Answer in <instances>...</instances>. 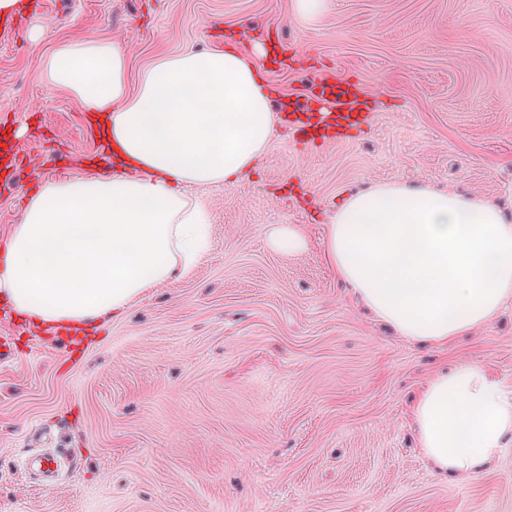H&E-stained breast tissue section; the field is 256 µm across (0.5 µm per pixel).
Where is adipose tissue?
<instances>
[{"mask_svg":"<svg viewBox=\"0 0 512 512\" xmlns=\"http://www.w3.org/2000/svg\"><path fill=\"white\" fill-rule=\"evenodd\" d=\"M258 45L189 49L128 81L111 40L71 39L41 77L92 113L113 172L47 179L28 191L0 248V304L27 324L94 329L145 291L192 273L209 247L197 186L245 175L275 133ZM337 277L398 335L438 345L512 301V224L489 201L379 183L352 194L325 227ZM417 444L449 476L476 474L512 437V393L485 370L434 376L409 411Z\"/></svg>","mask_w":512,"mask_h":512,"instance_id":"ef3b65f1","label":"adipose tissue"}]
</instances>
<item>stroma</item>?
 I'll return each instance as SVG.
<instances>
[{
  "instance_id": "1",
  "label": "stroma",
  "mask_w": 512,
  "mask_h": 512,
  "mask_svg": "<svg viewBox=\"0 0 512 512\" xmlns=\"http://www.w3.org/2000/svg\"><path fill=\"white\" fill-rule=\"evenodd\" d=\"M0 22V239L21 195L64 152L98 155L68 92L47 87L59 43L114 40L131 74L188 48L279 34L299 69L264 80L302 94L304 68L359 82L371 123L315 147L285 126L238 182L200 190L211 248L69 356L53 333L0 313V512H512V444L468 479L415 446L410 398L458 364L512 390V304L437 347L378 323L327 264L342 195L392 182L453 188L512 217V0H44ZM40 26L31 45L25 33ZM297 225L305 250L269 245ZM36 454L57 475L23 472Z\"/></svg>"
}]
</instances>
